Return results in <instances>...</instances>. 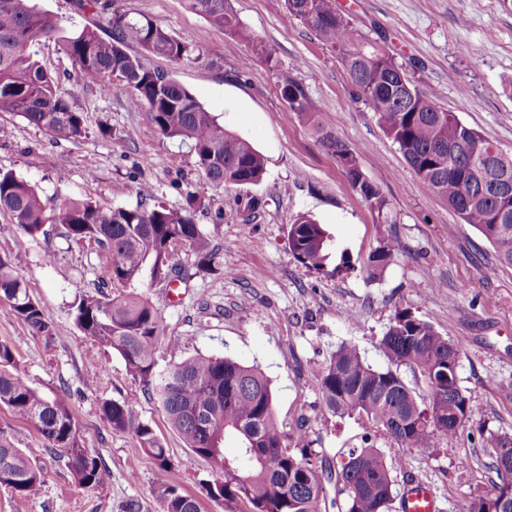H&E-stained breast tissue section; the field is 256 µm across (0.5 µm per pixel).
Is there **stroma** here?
Masks as SVG:
<instances>
[{
	"label": "stroma",
	"mask_w": 512,
	"mask_h": 512,
	"mask_svg": "<svg viewBox=\"0 0 512 512\" xmlns=\"http://www.w3.org/2000/svg\"><path fill=\"white\" fill-rule=\"evenodd\" d=\"M177 38L201 58L177 66L175 76L228 131L248 140L266 163L262 181L242 194L263 206L241 246L236 198L240 192L206 179L189 146L160 136L144 110L130 108L125 89L109 95L80 89L75 67L56 41L34 57L73 89L84 112L81 137L56 140L23 117L0 113V170L14 171L45 198H88L107 207L138 203L180 208L199 200L195 222L224 248V268L201 271L191 252L177 259L190 278L174 288L150 275L121 285L108 281L111 259L90 241H70L58 227L31 239L0 212V257L22 255L17 273L55 328L46 346L0 303V341L18 342L21 372L39 392L71 393L83 444L105 465L103 482L79 486L66 457L50 451L32 424L0 407V429L45 471L30 499L0 488V512H164L158 485L196 496L203 512L224 504L202 490L205 460L190 452L165 414L127 373L118 353L86 338L72 308L105 288L148 298L163 320L164 336L189 352L224 356L255 366L269 379L286 434L306 429L318 455L333 459L359 443L368 424L339 419L325 409L316 370L343 343L356 345L368 364L386 368L378 349L396 311L431 322L460 348L459 385L474 410L452 437L433 450H398L395 490L429 484L440 512H464L487 495L495 479L483 437L512 436V268L498 265L490 243L423 186L380 127L371 106L354 98L338 55L305 23L273 9L269 0H232L244 37H233L182 0H119ZM360 33L402 63L416 86L512 156V0H336ZM265 47L269 59L256 57ZM303 90L337 136L356 147L365 176L390 203L393 223H377L350 187L332 153L321 147L281 94L286 81ZM306 214L332 237L324 269L293 255L288 226ZM397 237L401 254L375 279L364 266L381 238ZM102 367L87 381L91 364ZM125 402L153 427L173 466L162 470L136 440L113 432L99 416L103 400Z\"/></svg>",
	"instance_id": "35a3bbf8"
}]
</instances>
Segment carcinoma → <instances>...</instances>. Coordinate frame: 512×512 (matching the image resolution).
Segmentation results:
<instances>
[{"mask_svg":"<svg viewBox=\"0 0 512 512\" xmlns=\"http://www.w3.org/2000/svg\"><path fill=\"white\" fill-rule=\"evenodd\" d=\"M185 6L231 35L243 36L231 0H184ZM76 9L102 14V21L65 31L59 18L34 0H0V112H13L57 139L82 136L84 118L77 100L30 53L31 46L57 41L74 63L80 79L108 94L122 86L130 106L144 109L158 133L190 143L199 171L230 189L261 182L263 155L247 140L224 130L215 117L174 77L173 71L146 67L130 53L133 46L173 65L200 59L190 44L168 33L144 15L114 7V0H74ZM290 15L311 27L323 44L340 56L351 93L369 103L387 136L425 188L474 226L493 247L496 260L512 266V195L493 192L495 181H512V158L439 108L410 77L399 87L402 65L380 46L366 40L336 0H274ZM282 95L317 141L342 166L351 188L380 224H391L390 207L379 187L362 179L358 151L336 136L330 119L310 111L305 94L294 83ZM196 197L186 206L138 204L109 208L89 199L63 197L49 202L25 178L0 170V211L36 240L45 226L62 229L68 240H92L112 259V282L131 283L144 273L160 283L185 276L176 261L177 249L194 254L197 268L216 271L223 266L222 248L213 244L194 220ZM244 231H249L261 201L237 199ZM294 256L321 268L331 236L307 215L289 225ZM401 251L393 237L369 255L367 270L376 278ZM22 259L0 258V302L21 319L46 345L55 329L42 306L17 275ZM74 323L89 339L116 351L127 373L141 383L193 458L210 464L208 497L224 502L227 512L244 505L246 512H388L393 502V463L371 443L340 453L332 464L310 448L308 433L285 434L275 417L273 393L264 373L224 356L202 354L174 359L156 373L162 319L158 310L138 294L112 297L85 295L74 305ZM379 348L390 366L376 369L353 345L343 343L316 374L322 402L334 416L359 417L403 448L428 452L459 430L473 412L471 399L458 384L459 347L436 327L411 312L396 311ZM17 344L0 342V406L34 425L49 448H61L75 482L85 488L101 485V458L83 447L73 419L70 393L44 395L15 367ZM412 371L424 384L421 393L404 380L400 368ZM100 418L112 431L135 439L139 447L166 469L171 465L164 442L129 406L104 400ZM236 442V454L224 444ZM490 468L496 475L493 492L472 500L466 512H512V437L492 436ZM45 472L39 462L16 447L0 430V488L20 498L40 494ZM156 494L165 512H201L198 498L172 484Z\"/></svg>","mask_w":512,"mask_h":512,"instance_id":"cac0c4a2","label":"carcinoma"}]
</instances>
